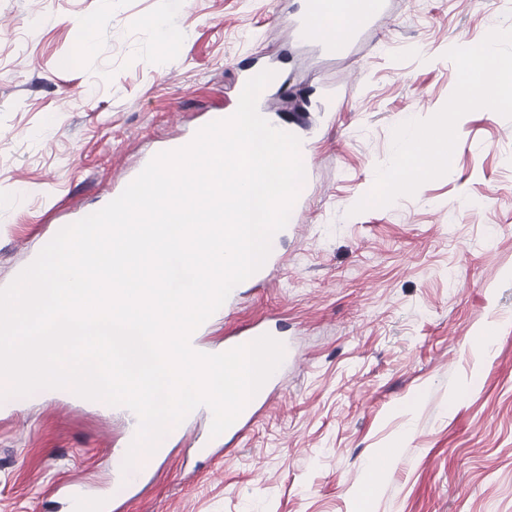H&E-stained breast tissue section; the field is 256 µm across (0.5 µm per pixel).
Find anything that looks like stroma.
I'll list each match as a JSON object with an SVG mask.
<instances>
[{
    "instance_id": "stroma-1",
    "label": "stroma",
    "mask_w": 512,
    "mask_h": 512,
    "mask_svg": "<svg viewBox=\"0 0 512 512\" xmlns=\"http://www.w3.org/2000/svg\"><path fill=\"white\" fill-rule=\"evenodd\" d=\"M300 2L0 0V288L235 111L244 61L284 73L272 117L305 170L265 281L200 331L215 350L268 318L300 353L228 455H196L211 418L194 409L130 492L113 471L120 410L0 404V512H70L73 483L121 512H512V104L485 106L460 57L512 26V0H389L338 57L298 37ZM406 121L454 125L458 145L369 207L383 175L408 172ZM403 439V437L399 438L391 447L384 448L381 452L380 459L376 460L375 465L370 469L373 484H379L386 478L391 467L396 462V457L399 453V448L402 445Z\"/></svg>"
}]
</instances>
